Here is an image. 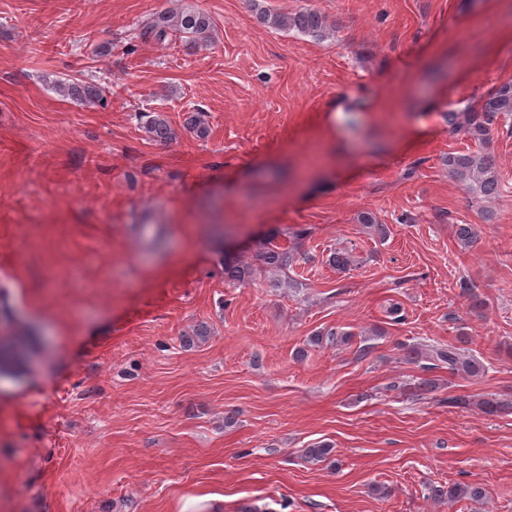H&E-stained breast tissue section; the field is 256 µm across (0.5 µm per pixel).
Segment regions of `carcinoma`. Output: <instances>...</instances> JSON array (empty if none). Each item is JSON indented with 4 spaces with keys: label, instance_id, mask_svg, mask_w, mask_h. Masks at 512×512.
Segmentation results:
<instances>
[{
    "label": "carcinoma",
    "instance_id": "carcinoma-1",
    "mask_svg": "<svg viewBox=\"0 0 512 512\" xmlns=\"http://www.w3.org/2000/svg\"><path fill=\"white\" fill-rule=\"evenodd\" d=\"M261 23L274 28L294 29L305 35L322 39L331 30L326 16L314 9H303L294 14H274L264 9L258 0H250ZM213 28V21L202 11L172 8L158 14L148 24L145 34L152 36L159 43L190 42L198 45L204 42ZM57 86L66 95L79 101L90 102L102 108L107 107L108 97L106 87L98 83L60 81ZM445 121L453 131H463L471 138L484 143L490 127L496 120L512 119V82L507 81L495 87L478 104L465 112L450 110L444 113ZM142 128L148 137L161 143H167L175 138L176 133L160 114L143 112ZM184 126L196 137L203 139L209 132L208 123L201 112H191L185 118ZM448 167V175L454 181L464 185L474 195L490 200L500 192V179L493 160L481 152L450 153L444 159ZM291 252L274 243L269 238L262 243L255 253L253 263L241 264L236 258L224 255V274L238 282L252 280L260 267L286 269L292 262ZM25 354V337L12 336L0 344V368H7L23 362ZM408 356L415 362L425 361L423 370H430L442 364L448 365L452 374L464 373L468 376H478L485 371L482 362L472 356H466L460 349L448 345L422 350L412 346ZM436 495L448 497L450 501L462 499L478 500L483 497V489L479 486L452 485L447 490L437 489Z\"/></svg>",
    "mask_w": 512,
    "mask_h": 512
}]
</instances>
